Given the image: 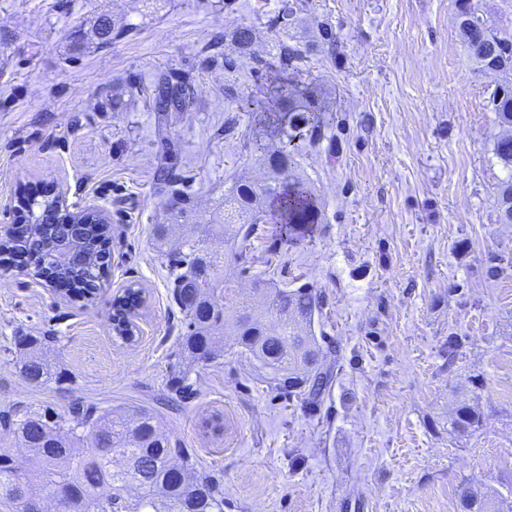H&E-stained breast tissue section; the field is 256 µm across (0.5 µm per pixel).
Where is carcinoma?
I'll list each match as a JSON object with an SVG mask.
<instances>
[{"mask_svg":"<svg viewBox=\"0 0 512 512\" xmlns=\"http://www.w3.org/2000/svg\"><path fill=\"white\" fill-rule=\"evenodd\" d=\"M458 28L471 55L481 67L499 62L512 70V48H503L495 35L482 27L481 17L469 0H461ZM306 62V52L286 42L279 43V71H298ZM151 110L158 119L156 143L159 164L154 178L162 190L176 200L181 218L194 209L192 180L175 173L170 158L177 145L169 137L163 120L170 112H188L198 91L189 77L164 73L146 89ZM490 109L504 132L497 136L494 152L511 175L499 185V220L512 224V86L494 91ZM245 112H253L267 124L278 142L269 147L260 139L244 142V148L259 154L258 161L267 171L261 183L237 181L224 191V215L218 224L204 225L203 237L188 243V252L168 253L173 274L172 298L183 315L185 331L178 344L179 356L187 363H211L223 356L224 337L232 336L243 351L252 355L265 370L274 388L299 395L315 404L321 400L332 379L331 369L313 372L323 350L309 334L317 299L307 287L272 288L256 278L251 298H232L233 285L224 277V248L234 250L243 264L249 263L250 240L257 225L265 223L273 211L280 231L287 237L320 221V210L313 186L301 179L295 133H303L314 145L326 144L329 160L339 158L341 147L336 135L329 133L326 111L309 90L298 93L288 79L266 98H247L241 103ZM19 207L27 209L34 231L0 243V248L17 252L23 248L54 259L51 244L59 232L58 224L67 219L85 221L74 235L77 265L56 275L89 282L88 288H75L70 298L90 301L100 277V245L108 239V225L92 211H57L59 198L47 191L31 196L22 191ZM57 223L45 224L46 214ZM137 290L126 289L112 303V329L124 342H131L125 326L131 312L137 310ZM43 336H21L19 343L27 356L18 364L21 376L31 385L46 384L51 366L42 356ZM189 371L180 369L171 379L170 390L184 397L194 392L188 383ZM482 420L481 411L471 398L461 394L455 399L448 419L450 431L466 435ZM5 431L27 448L26 462L0 456V499L26 512L25 503L33 497H64L63 512H224V491L198 468L197 457L170 436L160 432L156 416L145 408L106 411L73 402L59 413L50 406L25 407L0 418ZM122 460L114 466L115 458ZM463 512H512V504L500 498L479 496L465 487L459 490Z\"/></svg>","mask_w":512,"mask_h":512,"instance_id":"obj_1","label":"carcinoma"}]
</instances>
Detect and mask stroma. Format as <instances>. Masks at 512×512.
Here are the masks:
<instances>
[{
	"instance_id": "stroma-1",
	"label": "stroma",
	"mask_w": 512,
	"mask_h": 512,
	"mask_svg": "<svg viewBox=\"0 0 512 512\" xmlns=\"http://www.w3.org/2000/svg\"><path fill=\"white\" fill-rule=\"evenodd\" d=\"M299 2L287 28L272 29L282 0H0V225L16 223L22 189L52 183L75 209L93 205L112 219L111 264L92 301L62 300L0 270V414L45 404L61 412L76 399L151 408L223 488L224 512H462L463 485L511 498L512 224L498 221L508 172L494 154L489 98L512 85V72L478 67L456 0ZM103 14L111 41L73 50L75 33ZM322 23L335 43L321 38ZM244 25L256 30L246 53L232 40ZM278 41L305 50L307 65L288 78L320 88L341 159L329 164L303 145L299 174L315 188L321 223L288 242L278 224L261 225L251 274L230 256L224 275L242 296L255 273L319 295L312 330L334 379L309 410L270 388L229 337L220 362L195 366L199 391L180 400L169 379L183 320L154 237L170 221L169 201L153 183L155 114L133 91L164 71L199 84L167 130L209 219L232 182L264 177L242 146L261 129L239 102L275 78L252 73L251 58ZM224 54L236 72L205 62ZM228 117L233 135H215ZM132 286L149 300L127 344L110 317ZM19 336L50 337V382L20 375ZM474 378L481 425L450 433L454 395ZM212 414L224 421L217 437L201 426Z\"/></svg>"
}]
</instances>
